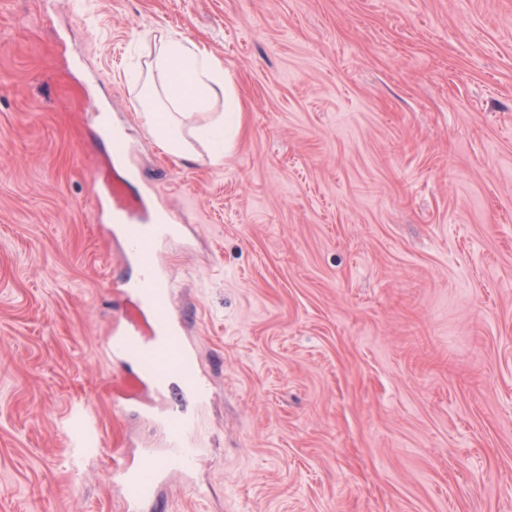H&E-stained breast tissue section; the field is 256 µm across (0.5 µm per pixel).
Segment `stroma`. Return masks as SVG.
<instances>
[{
	"instance_id": "obj_1",
	"label": "stroma",
	"mask_w": 512,
	"mask_h": 512,
	"mask_svg": "<svg viewBox=\"0 0 512 512\" xmlns=\"http://www.w3.org/2000/svg\"><path fill=\"white\" fill-rule=\"evenodd\" d=\"M148 27L233 76L223 164L143 126ZM101 198L183 215L209 401L106 355L155 330ZM167 413L196 460L139 512H512V0H0V512H128L112 458H169Z\"/></svg>"
}]
</instances>
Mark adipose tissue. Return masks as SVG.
I'll use <instances>...</instances> for the list:
<instances>
[{
  "instance_id": "obj_1",
  "label": "adipose tissue",
  "mask_w": 512,
  "mask_h": 512,
  "mask_svg": "<svg viewBox=\"0 0 512 512\" xmlns=\"http://www.w3.org/2000/svg\"><path fill=\"white\" fill-rule=\"evenodd\" d=\"M145 35L153 50L136 101L148 133L174 157L196 158L199 143L212 164H222L242 129L233 78L184 34L149 29Z\"/></svg>"
}]
</instances>
